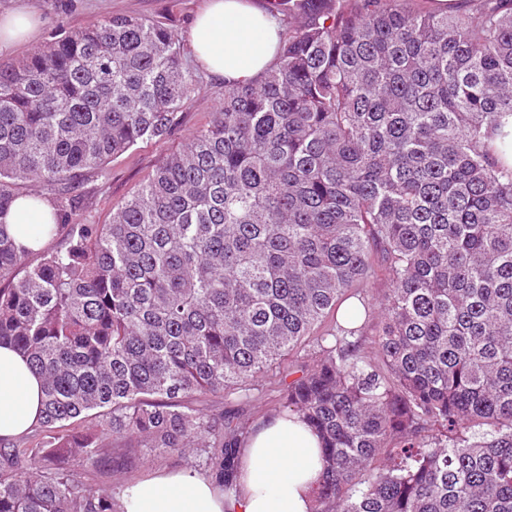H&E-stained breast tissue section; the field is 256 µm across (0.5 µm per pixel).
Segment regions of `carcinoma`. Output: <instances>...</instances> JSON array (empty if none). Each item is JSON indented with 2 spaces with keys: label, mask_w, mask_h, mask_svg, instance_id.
<instances>
[{
  "label": "carcinoma",
  "mask_w": 512,
  "mask_h": 512,
  "mask_svg": "<svg viewBox=\"0 0 512 512\" xmlns=\"http://www.w3.org/2000/svg\"><path fill=\"white\" fill-rule=\"evenodd\" d=\"M276 63L109 224L16 246L0 221V344L44 379L35 448L0 439V512H122L64 468L108 454L65 423L237 494L248 427L187 398L251 397L305 342L281 405L321 438L315 512H512V0H278ZM171 31L114 16L0 64V217L29 182L167 137L198 92ZM53 205L58 233L63 201ZM23 275H18L19 268ZM392 282L374 350L334 320Z\"/></svg>",
  "instance_id": "carcinoma-1"
}]
</instances>
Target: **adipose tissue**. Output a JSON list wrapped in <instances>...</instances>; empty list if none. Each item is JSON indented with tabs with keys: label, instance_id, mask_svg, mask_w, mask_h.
<instances>
[{
	"label": "adipose tissue",
	"instance_id": "obj_1",
	"mask_svg": "<svg viewBox=\"0 0 512 512\" xmlns=\"http://www.w3.org/2000/svg\"><path fill=\"white\" fill-rule=\"evenodd\" d=\"M280 16L261 0H207L196 16L190 48L196 63L235 84L254 82L276 61ZM43 380L11 346L0 345V438L38 425ZM320 442L298 413L258 420L242 451L238 492L225 499L209 476L192 470L159 472L126 490L124 512H312L320 477Z\"/></svg>",
	"mask_w": 512,
	"mask_h": 512
}]
</instances>
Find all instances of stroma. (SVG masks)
<instances>
[{"label":"stroma","mask_w":512,"mask_h":512,"mask_svg":"<svg viewBox=\"0 0 512 512\" xmlns=\"http://www.w3.org/2000/svg\"><path fill=\"white\" fill-rule=\"evenodd\" d=\"M206 0H0V15L23 6L37 15L42 25L29 42L0 49V61H18L42 48L54 33L86 27L115 15L146 17L167 26L181 45H188L192 22ZM196 72L200 91L182 108L173 132L160 141L138 143L127 153L111 160L102 170L79 180L73 193L72 210L66 217L70 224H106L120 207L151 176L155 166L167 154L180 148L195 131L207 124L224 100L221 79ZM306 351L284 356L264 377L259 378L251 402L239 405L247 423L279 411L277 401L280 379L288 373L293 358H306ZM112 459L107 466H91L78 461L70 468L87 486L122 498L127 486L155 470L189 469L207 473L202 457L174 461L159 452L142 448L135 461L127 459V442L108 440Z\"/></svg>","instance_id":"obj_1"}]
</instances>
